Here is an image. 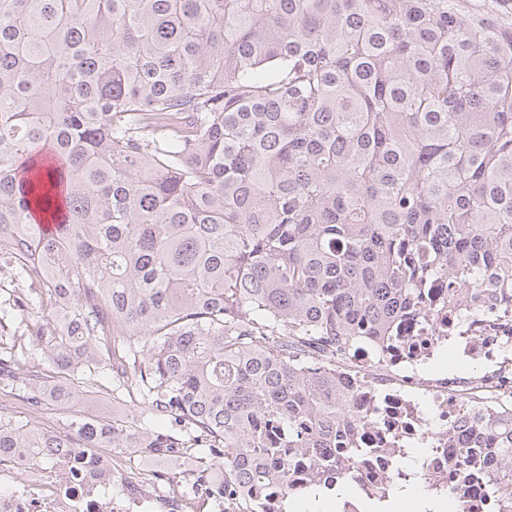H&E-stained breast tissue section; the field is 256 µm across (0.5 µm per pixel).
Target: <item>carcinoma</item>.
<instances>
[{"label":"carcinoma","mask_w":512,"mask_h":512,"mask_svg":"<svg viewBox=\"0 0 512 512\" xmlns=\"http://www.w3.org/2000/svg\"><path fill=\"white\" fill-rule=\"evenodd\" d=\"M2 264L0 381L133 411L0 401V463L121 492L96 449L190 458L182 495L260 512L297 459L315 496L336 350L479 290L512 335V0H0ZM132 410L129 405L112 402L105 394H92L65 407H49L43 414H33L32 419L39 426L50 431L59 430L70 420L81 418L87 414L106 413L112 415L127 414Z\"/></svg>","instance_id":"1"}]
</instances>
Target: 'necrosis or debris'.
Masks as SVG:
<instances>
[{
  "label": "necrosis or debris",
  "instance_id": "necrosis-or-debris-1",
  "mask_svg": "<svg viewBox=\"0 0 512 512\" xmlns=\"http://www.w3.org/2000/svg\"><path fill=\"white\" fill-rule=\"evenodd\" d=\"M474 317L461 325L442 315L431 327L400 322V345L383 354L364 347L336 358V381L363 419L348 456L337 457L343 512H378L399 483L439 503L453 495L459 512H505L512 479L499 452L473 449L470 425L489 414L512 424V342L489 335ZM499 490L490 492L489 478ZM180 501L134 485L112 494L102 482L57 481L52 471L0 494V512H179Z\"/></svg>",
  "mask_w": 512,
  "mask_h": 512
}]
</instances>
